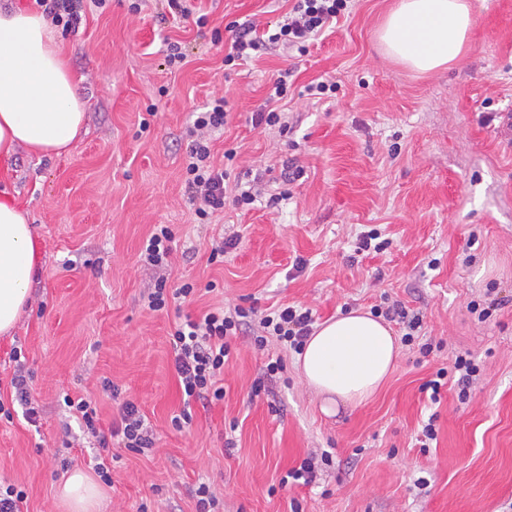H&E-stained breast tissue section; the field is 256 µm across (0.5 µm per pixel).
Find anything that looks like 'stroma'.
I'll list each match as a JSON object with an SVG mask.
<instances>
[{"label": "stroma", "instance_id": "35a3bbf8", "mask_svg": "<svg viewBox=\"0 0 512 512\" xmlns=\"http://www.w3.org/2000/svg\"><path fill=\"white\" fill-rule=\"evenodd\" d=\"M394 0H352L332 31L305 50L273 45L228 66L232 26L274 25L287 0H197L206 25L170 18L163 0H108L61 39L83 79L84 134L60 157L26 151L0 160V190L30 214L41 270L32 310L0 337V398L9 399L11 355L21 348L33 372L38 425L0 420V482L22 487L27 512H66L64 475L92 471L96 442L82 433L65 398L92 397L103 427L136 403L157 444L138 455L112 444L117 459L102 512H195L190 494L208 483L223 512H512V142L496 133L512 110V0H472L469 51L421 75L387 58L377 30ZM187 59L164 61L165 39ZM289 70L279 102L287 136L253 127L270 84ZM331 84L323 99L307 87ZM231 118L212 139L227 186L260 174L261 197L225 203L209 223L195 219L184 188L183 132L212 98ZM236 150L234 162L224 153ZM304 174L284 182L286 171ZM288 191L287 201L269 204ZM174 232L170 285L194 284V300L164 312L144 308L153 275L139 262L154 225ZM390 242L357 252L361 232ZM235 246L209 260L213 242ZM304 260L296 269V260ZM214 291H207V283ZM420 311L430 355L403 346L386 385L367 403L326 416L300 380L292 350L255 348L232 336L224 398L182 407L170 332L185 315L234 305L311 308L317 322L383 299ZM499 307L479 321L471 303ZM480 372L467 402L450 387L432 404L422 386L456 355ZM282 358L283 381L255 396L253 381ZM117 393L103 391V380ZM434 420L437 439L418 438ZM329 452L315 485L280 486L307 455ZM427 482L418 489L417 479Z\"/></svg>", "mask_w": 512, "mask_h": 512}]
</instances>
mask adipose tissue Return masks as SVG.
I'll return each instance as SVG.
<instances>
[{
  "label": "adipose tissue",
  "mask_w": 512,
  "mask_h": 512,
  "mask_svg": "<svg viewBox=\"0 0 512 512\" xmlns=\"http://www.w3.org/2000/svg\"><path fill=\"white\" fill-rule=\"evenodd\" d=\"M473 24L470 0H397L378 40L385 54L425 74L453 63L467 49ZM80 82L41 11L0 8V158L18 149L42 156L70 153L85 120ZM39 261L29 212L12 194L0 195V335L7 336L32 304ZM400 355L388 323L350 311L315 326L297 354L299 377L320 397L321 411L355 407L382 387ZM61 498L69 512H95L100 485L81 469L65 477Z\"/></svg>",
  "instance_id": "1"
}]
</instances>
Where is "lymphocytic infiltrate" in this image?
I'll list each match as a JSON object with an SVG mask.
<instances>
[{
  "label": "lymphocytic infiltrate",
  "instance_id": "lymphocytic-infiltrate-1",
  "mask_svg": "<svg viewBox=\"0 0 512 512\" xmlns=\"http://www.w3.org/2000/svg\"><path fill=\"white\" fill-rule=\"evenodd\" d=\"M349 0H294L292 9L269 36L257 35L255 26L248 25L236 33L231 50L224 57L225 64L250 57L279 44L286 48L304 49L306 42L315 38L344 14ZM43 7L48 18L63 32L78 31L87 6L105 7L106 0H36ZM227 112L224 98L209 101L192 114L187 128L189 143L186 148L184 175L185 191L194 206L197 219L205 221L224 207L225 199H232L239 207L255 203L256 196L250 184L236 186L234 197H227L223 169L214 166L211 160L210 133L223 130ZM174 233L169 225H156L145 240L141 250V260L147 268L157 271L158 277L153 288L146 295L150 310L161 311L168 307L170 300L187 299L194 295L192 284L185 283L176 288H168L165 271L171 254L170 243ZM315 322L312 310L286 306L266 315H258L256 308L240 305L224 310L216 309L204 313L196 319L185 318L178 323L171 335L174 352V366L183 395L184 409L175 416V426H183L192 421V404L209 406L222 401L224 386L221 378L224 366L230 356L227 337L236 336L259 324L260 334L254 335L257 347H265L269 339H276L293 351H301L313 331ZM457 373V398L466 401L470 389L476 381L479 366L470 355H457L452 369H439L435 379L426 382L431 401H439L443 379L449 373ZM122 436L124 447L135 453L151 450L155 445L154 434L146 425L143 414L133 402L122 406L121 425L117 429Z\"/></svg>",
  "mask_w": 512,
  "mask_h": 512
}]
</instances>
